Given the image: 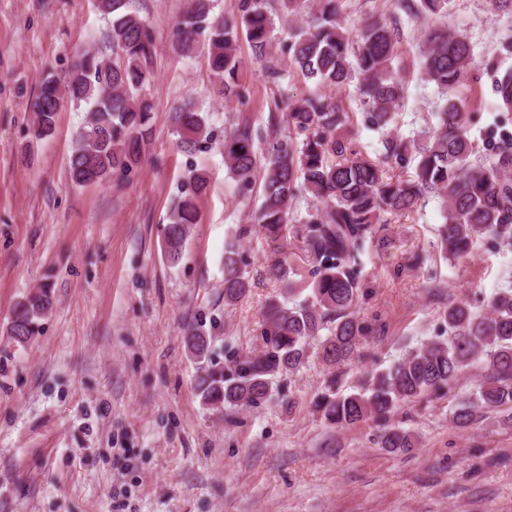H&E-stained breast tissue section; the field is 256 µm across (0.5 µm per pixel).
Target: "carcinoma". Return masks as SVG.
Returning a JSON list of instances; mask_svg holds the SVG:
<instances>
[{
	"mask_svg": "<svg viewBox=\"0 0 512 512\" xmlns=\"http://www.w3.org/2000/svg\"><path fill=\"white\" fill-rule=\"evenodd\" d=\"M301 0H238L237 16L210 17L211 0H187L173 24L172 46L182 57L207 50L212 78L226 100L241 102L237 46L245 35L266 78L277 87L264 129L237 123L224 133V165L237 193H259L257 226L241 224L224 253V304L248 292L250 278L237 242L257 231L270 254L269 271L297 292L296 274L286 258L288 239L300 244V260L309 266L311 295L288 305L273 301L265 312L262 347L251 355H228V364L208 361L214 336L201 326L184 331L187 354L198 363L195 391L208 408H256L273 391L274 379L294 374L305 363L308 345L320 343L331 367L315 407L331 425H355L369 419L382 426L380 444L392 451L414 448L412 435L391 423L397 409L450 388L466 367L485 369L474 396L456 404L451 423L469 425L479 410L512 406V289L490 297L487 309L453 303L441 315L448 337L438 336L409 351L396 364L374 373L361 392L340 394L341 367L352 361L360 341L373 330L352 308L364 293L361 257L366 244L384 243L388 216L412 212L428 196L440 199L443 222L437 248L448 260L468 256L484 238L512 246V135L499 134L485 158L475 161L469 113L456 92L475 61L473 45L443 24L427 29L420 51L421 79L433 85L442 104L436 123L406 139L391 129L404 99V82L395 61L400 20L393 16L364 20L355 32L340 21L342 0H316L313 13L275 41L272 14H300ZM450 0H399L413 16H448ZM111 17L108 41L112 56L84 51L64 80L46 77L31 103V138L44 141L56 129L64 102L88 106V118L75 134L67 158L69 182L76 187L131 181L143 163L154 125L149 91L155 79V36L151 26L128 7V0H97ZM314 81L316 90L288 96L290 72ZM356 82L366 127L384 132L379 157L354 147L357 131L343 100L323 93ZM497 109L512 112V73L497 80ZM173 133L189 157L208 148L212 133L191 102L172 113ZM417 159L408 179L390 175V165ZM209 183L206 169L189 163L173 200L164 232L167 260L178 264L199 223L197 200ZM309 200L307 215L295 214L300 197ZM51 285L18 301L9 318L10 336L27 343L38 320L52 307ZM327 336H321L322 331Z\"/></svg>",
	"mask_w": 512,
	"mask_h": 512,
	"instance_id": "cac0c4a2",
	"label": "carcinoma"
}]
</instances>
